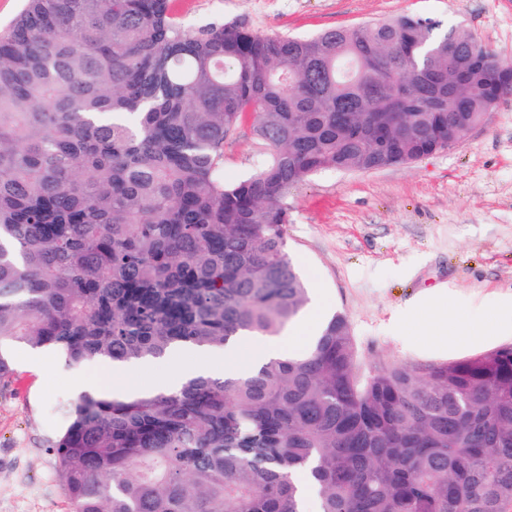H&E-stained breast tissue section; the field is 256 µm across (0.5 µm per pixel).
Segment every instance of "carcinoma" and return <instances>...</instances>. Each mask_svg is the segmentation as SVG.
<instances>
[{"mask_svg":"<svg viewBox=\"0 0 512 512\" xmlns=\"http://www.w3.org/2000/svg\"><path fill=\"white\" fill-rule=\"evenodd\" d=\"M462 27L403 16L308 38L172 0H26L0 31V381L19 347L145 362L279 335L309 303L288 189L410 164L496 105ZM252 121L269 150L224 183ZM49 441L74 512H512V346L364 367L349 322L238 378L84 393Z\"/></svg>","mask_w":512,"mask_h":512,"instance_id":"1","label":"carcinoma"}]
</instances>
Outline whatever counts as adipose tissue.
<instances>
[{
    "instance_id": "obj_1",
    "label": "adipose tissue",
    "mask_w": 512,
    "mask_h": 512,
    "mask_svg": "<svg viewBox=\"0 0 512 512\" xmlns=\"http://www.w3.org/2000/svg\"><path fill=\"white\" fill-rule=\"evenodd\" d=\"M323 298H316L313 308L290 326L287 331L274 338L248 339V349L244 354L235 351L219 353L201 348L179 347L172 350L166 358L170 367L167 375L159 379L162 387L174 388L189 376L200 372L219 377L225 367L231 366L244 371L252 365L271 359H285L302 353L314 338L318 326ZM429 336L439 338L447 335L448 343L454 347L464 346L467 337L492 335L498 322L496 313H488L484 322L475 324L460 319L457 311L440 308L429 316ZM452 327V334H445V327Z\"/></svg>"
}]
</instances>
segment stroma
I'll use <instances>...</instances> for the list:
<instances>
[{"label":"stroma","instance_id":"1","mask_svg":"<svg viewBox=\"0 0 512 512\" xmlns=\"http://www.w3.org/2000/svg\"><path fill=\"white\" fill-rule=\"evenodd\" d=\"M174 16L198 30L242 19L258 32L308 37L337 28L428 17L467 28L512 65V0H174ZM266 152L251 128L224 148V181L254 172ZM288 253L307 285H322L329 313L343 314L363 365L449 361L512 346V94L459 144L414 163L369 172L325 169L284 199ZM452 304L478 321L502 311V335L461 349L433 343L428 308ZM112 379L54 354H15L0 385V512H73L46 441L76 384Z\"/></svg>","mask_w":512,"mask_h":512}]
</instances>
